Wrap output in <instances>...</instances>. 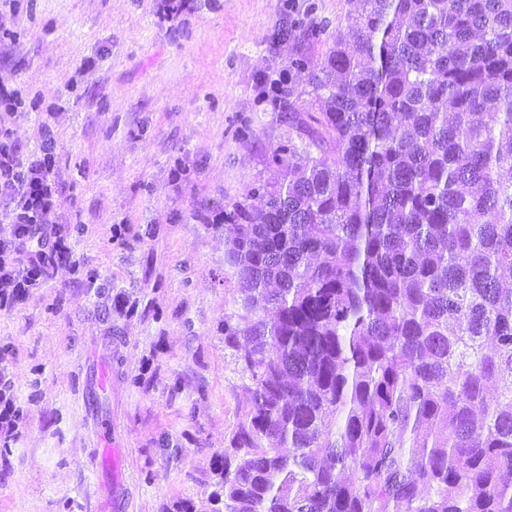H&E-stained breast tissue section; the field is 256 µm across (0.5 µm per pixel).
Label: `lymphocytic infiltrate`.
Here are the masks:
<instances>
[{"label": "lymphocytic infiltrate", "mask_w": 512, "mask_h": 512, "mask_svg": "<svg viewBox=\"0 0 512 512\" xmlns=\"http://www.w3.org/2000/svg\"><path fill=\"white\" fill-rule=\"evenodd\" d=\"M56 142L44 132L41 153L23 158L10 130L0 129V218L8 226L0 238V311L16 307L41 287L49 269L70 264L67 237L48 217L62 200L54 180Z\"/></svg>", "instance_id": "1"}]
</instances>
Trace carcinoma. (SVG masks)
I'll use <instances>...</instances> for the list:
<instances>
[{"label":"carcinoma","mask_w":512,"mask_h":512,"mask_svg":"<svg viewBox=\"0 0 512 512\" xmlns=\"http://www.w3.org/2000/svg\"><path fill=\"white\" fill-rule=\"evenodd\" d=\"M359 2L224 207L215 512H512V0Z\"/></svg>","instance_id":"obj_1"}]
</instances>
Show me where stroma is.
Returning <instances> with one entry per match:
<instances>
[{"instance_id": "35a3bbf8", "label": "stroma", "mask_w": 512, "mask_h": 512, "mask_svg": "<svg viewBox=\"0 0 512 512\" xmlns=\"http://www.w3.org/2000/svg\"><path fill=\"white\" fill-rule=\"evenodd\" d=\"M358 0H19L0 32V112L22 151L57 144L61 208L49 215L78 272L59 269L0 311V356L23 420L0 446V512H110L92 470L120 458L126 512H211L243 418L224 348V233L199 223L275 171L288 136L274 84L319 62L312 25L334 32ZM126 225L120 238L112 227Z\"/></svg>"}]
</instances>
